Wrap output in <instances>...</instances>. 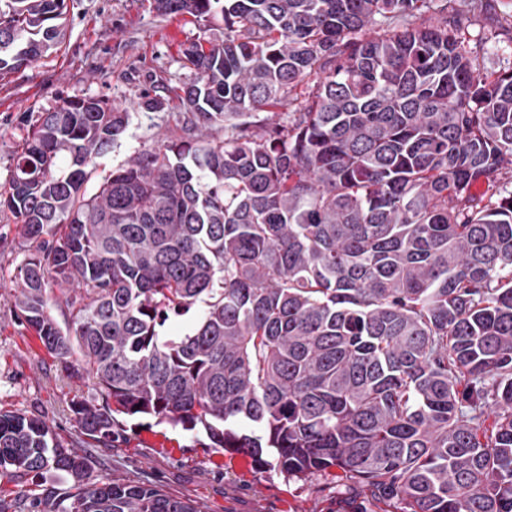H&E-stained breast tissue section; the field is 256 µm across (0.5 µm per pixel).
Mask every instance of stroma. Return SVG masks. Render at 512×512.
Masks as SVG:
<instances>
[{"instance_id":"stroma-1","label":"stroma","mask_w":512,"mask_h":512,"mask_svg":"<svg viewBox=\"0 0 512 512\" xmlns=\"http://www.w3.org/2000/svg\"><path fill=\"white\" fill-rule=\"evenodd\" d=\"M485 71L512 57V0H452ZM66 36L61 46L30 67L0 75V191L7 188L12 156L24 132L25 112L54 108L60 96L103 98L128 109L125 134L98 159V175L125 163L159 139L182 134L172 88L196 79L181 48L198 37L224 35L223 24L201 31L187 15H158L152 0H66ZM161 107L148 110L146 98ZM27 257L20 227L0 213V410L45 418L62 447L88 459L91 480L112 478L160 486L196 501L202 512H396L394 503L372 499L365 490L324 472L301 477L262 465L244 453L213 448L203 431L187 432L149 417L120 416L123 440L112 448L88 446L68 408L91 394L93 383L50 357L21 325L14 306L11 274ZM68 479L0 469V504L14 505L35 488L61 498Z\"/></svg>"}]
</instances>
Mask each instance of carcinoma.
I'll list each match as a JSON object with an SVG mask.
<instances>
[{
    "label": "carcinoma",
    "instance_id": "1",
    "mask_svg": "<svg viewBox=\"0 0 512 512\" xmlns=\"http://www.w3.org/2000/svg\"><path fill=\"white\" fill-rule=\"evenodd\" d=\"M154 9L224 23L181 50L184 136L88 196L130 113L62 97L28 120L0 192L27 251L22 323L95 383L75 427L110 448L115 414L148 415L267 449L287 475L334 468L399 512H512V66L483 70L448 0ZM64 16L65 0H0V74L55 49ZM53 283L80 289L64 330ZM193 309L191 332L159 336ZM9 468L70 477L53 512H202L87 484L50 423L0 411Z\"/></svg>",
    "mask_w": 512,
    "mask_h": 512
}]
</instances>
